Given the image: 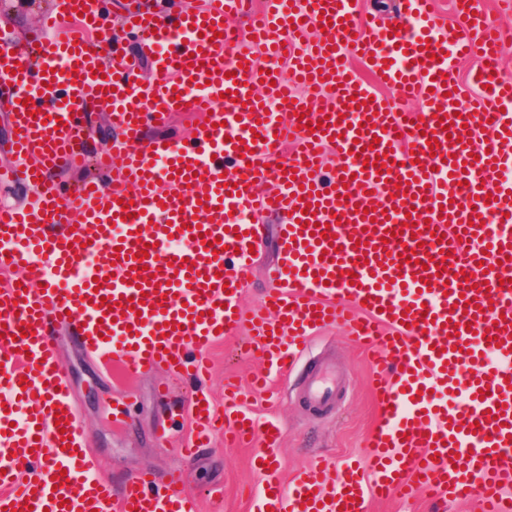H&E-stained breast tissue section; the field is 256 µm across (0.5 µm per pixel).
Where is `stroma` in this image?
<instances>
[{
    "instance_id": "1",
    "label": "stroma",
    "mask_w": 512,
    "mask_h": 512,
    "mask_svg": "<svg viewBox=\"0 0 512 512\" xmlns=\"http://www.w3.org/2000/svg\"><path fill=\"white\" fill-rule=\"evenodd\" d=\"M277 223L274 217L262 220L263 245L254 257L252 281L241 297L244 307L259 305L271 288L264 269L278 256ZM244 339L240 333L214 344L209 350L212 371L200 381L188 375L173 377L160 368L128 377L119 368L105 369L82 349L69 327H60L55 346L68 399L93 452L94 476L107 478L118 487L140 470L162 474L177 466L184 473V490L197 498L198 512H256L261 477L252 465L253 448L225 447L219 434L195 458L178 454L188 446L193 432L183 409L188 396L200 389L215 405H223L225 376L244 381L258 367L257 359L240 355L238 345ZM321 362L334 364L345 373L336 402L327 409L314 407L304 395L308 376ZM370 378L367 356L342 329H320L307 339L291 378L273 380L271 393L254 405L259 417L274 414L285 431L279 446L284 478H291L310 454L330 461L327 474L332 477L336 462L362 452L379 415ZM116 400L128 404L129 421L122 426L112 422L111 407Z\"/></svg>"
}]
</instances>
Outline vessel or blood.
<instances>
[{
    "label": "vessel or blood",
    "mask_w": 512,
    "mask_h": 512,
    "mask_svg": "<svg viewBox=\"0 0 512 512\" xmlns=\"http://www.w3.org/2000/svg\"><path fill=\"white\" fill-rule=\"evenodd\" d=\"M433 4L401 0L399 25L386 28L359 23L358 0H205L175 12L130 0L122 29L150 80L114 40L105 0H57L28 37L0 42V150L17 160L0 180L36 189L0 208V270L25 272L0 287V390L27 407L20 423L0 407V512H197L176 470L86 489L90 451L64 398L56 328L74 326L86 352L132 376L178 373L200 351L199 378L203 351L245 323L269 372L286 374L331 325L380 369L365 462L346 461L330 482L314 462L287 486L270 451L281 434H266L261 512H367L368 499L418 490L512 512V182L500 178L512 168V81L472 0H456L450 24ZM241 18L247 38L231 39ZM470 54L473 100L455 67ZM355 59L425 112L395 111L352 75ZM94 106L126 148L99 165L109 184L65 187L53 173L79 165ZM185 110L204 116L187 141L146 138ZM330 151L340 164L326 179ZM260 212L283 218L280 261L268 271L275 289L247 314L259 227L238 218ZM338 384L328 367L304 391L324 407ZM190 407L197 440L260 434L236 387L223 413L198 397Z\"/></svg>",
    "instance_id": "1"
}]
</instances>
